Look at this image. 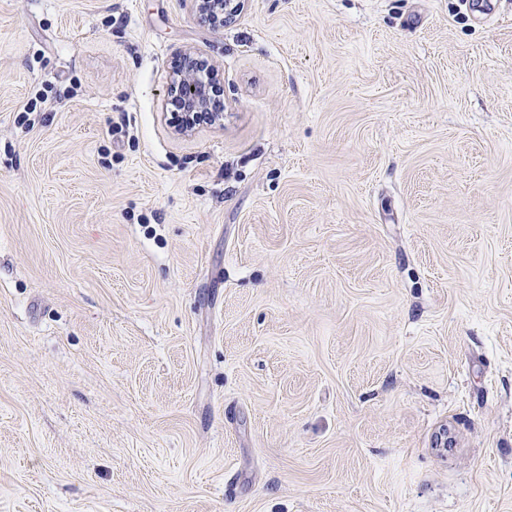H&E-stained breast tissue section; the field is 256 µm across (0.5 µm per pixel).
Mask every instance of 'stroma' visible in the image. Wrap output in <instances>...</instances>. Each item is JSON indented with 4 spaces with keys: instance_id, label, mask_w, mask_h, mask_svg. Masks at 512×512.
Listing matches in <instances>:
<instances>
[{
    "instance_id": "obj_1",
    "label": "stroma",
    "mask_w": 512,
    "mask_h": 512,
    "mask_svg": "<svg viewBox=\"0 0 512 512\" xmlns=\"http://www.w3.org/2000/svg\"><path fill=\"white\" fill-rule=\"evenodd\" d=\"M0 512H512V0H0ZM210 71L208 60L191 52L183 54L173 67L170 93L178 101L180 112L175 105L171 106L182 134L192 131L194 116L198 114L202 115L197 118L196 125L209 122L205 114H210L213 122L223 119V112H203L211 106L212 85L204 77Z\"/></svg>"
}]
</instances>
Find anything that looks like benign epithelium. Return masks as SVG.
<instances>
[{
    "label": "benign epithelium",
    "instance_id": "obj_1",
    "mask_svg": "<svg viewBox=\"0 0 512 512\" xmlns=\"http://www.w3.org/2000/svg\"><path fill=\"white\" fill-rule=\"evenodd\" d=\"M199 10L214 17L234 10V0H196ZM211 71L208 60L194 53H185L173 67L170 93L180 106L175 113L180 131H191L194 116L203 113L211 106L212 85L205 79Z\"/></svg>",
    "mask_w": 512,
    "mask_h": 512
}]
</instances>
